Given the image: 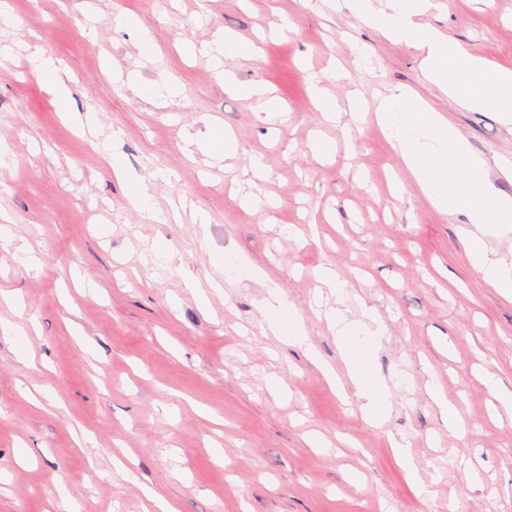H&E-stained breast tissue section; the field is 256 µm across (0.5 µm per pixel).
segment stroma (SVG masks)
<instances>
[{
	"label": "stroma",
	"instance_id": "stroma-1",
	"mask_svg": "<svg viewBox=\"0 0 512 512\" xmlns=\"http://www.w3.org/2000/svg\"><path fill=\"white\" fill-rule=\"evenodd\" d=\"M6 2L18 24L0 31V215L11 232L0 248V512H49L62 497L75 512H151L146 484L178 512H512V411L475 376L489 370L512 390V298L472 268L466 216L436 210L410 182L375 109L390 96L426 103L509 194L512 124L449 96L423 49L363 23L350 0ZM119 12L151 30V56L137 27L111 25ZM414 21L512 71V0H429ZM219 32L255 42L259 61L230 55L216 73L200 49ZM43 52L62 60L71 107L94 130L66 120L33 74ZM312 75L335 120L315 109ZM165 84L174 95L158 94ZM248 84L269 90L284 121L236 94ZM214 123L235 137V156L200 151ZM116 129L117 150L103 148ZM320 138L335 156L314 152ZM130 176L149 181L158 220L128 206ZM195 210L209 224L192 223ZM325 265L341 294L318 282ZM274 292L340 373L319 306L352 319L370 307L384 321L373 362L392 396L381 427L264 330ZM274 378L285 394L270 390ZM432 382L463 433L449 430ZM174 403L178 416H165ZM311 430L332 448L307 447ZM395 440L409 443L428 496L407 486ZM122 454L126 479L112 466Z\"/></svg>",
	"mask_w": 512,
	"mask_h": 512
}]
</instances>
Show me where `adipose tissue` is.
<instances>
[{
	"label": "adipose tissue",
	"mask_w": 512,
	"mask_h": 512,
	"mask_svg": "<svg viewBox=\"0 0 512 512\" xmlns=\"http://www.w3.org/2000/svg\"><path fill=\"white\" fill-rule=\"evenodd\" d=\"M427 0H393L391 12L373 14L367 0H351L354 14L395 41L427 52L426 61L433 77L447 85L449 96L471 88L467 105L475 110L498 112L512 123V72L496 67L486 58L472 54L460 42L416 26L412 18ZM324 316L336 331V344L345 362L362 419L380 425L390 409L391 390L372 363L374 350L387 336V328L371 308L351 320L340 309L326 310ZM267 329L288 344L302 350L310 361H318L309 344L302 319L282 297H275L265 313Z\"/></svg>",
	"instance_id": "ef3b65f1"
}]
</instances>
